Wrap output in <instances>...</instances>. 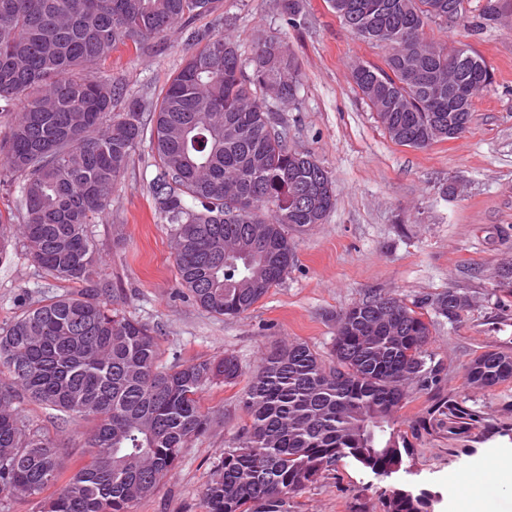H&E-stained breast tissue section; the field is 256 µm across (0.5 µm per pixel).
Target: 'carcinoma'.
<instances>
[{
  "mask_svg": "<svg viewBox=\"0 0 512 512\" xmlns=\"http://www.w3.org/2000/svg\"><path fill=\"white\" fill-rule=\"evenodd\" d=\"M346 28L384 43V65L351 70L390 139L425 149L448 140V94L474 99L493 82L491 69L466 66L426 41L425 26L448 14V0H329ZM216 0H0V110L24 109L0 137V182L18 188L21 219L0 211V259L16 239L52 275L85 284L43 300L0 330V499L38 498L41 512H130L155 492L182 449L205 433L199 404L206 389L242 375L235 356L162 367L154 330L101 301L90 224L103 213L136 148L150 133L157 174L155 207L173 225L180 285L210 314L236 317L279 285L295 265L289 234L319 224L336 203L329 172L308 152L288 148V125L270 102L293 105L298 65L282 42L268 67V39L246 73L233 40L193 24ZM288 24L299 0H281ZM180 28L203 43L162 97L112 106L120 88L94 69L118 45L142 49ZM153 114L146 129L144 114ZM255 243L248 267L241 247ZM456 322L470 296L450 289L428 303ZM432 321L393 296L375 295L336 314L329 356L307 344L280 345L260 358L241 403L247 422L229 438L206 485L207 512H288V498L318 482L342 459L378 479L410 473L413 452L397 429L416 388L437 382L428 354ZM469 388L512 382V354L494 350L465 366ZM24 398L61 420L89 417L87 459L65 468L53 440L15 407ZM441 407L476 417L464 402ZM70 475H65V472ZM67 479H62V476ZM382 512H432L431 491L393 484Z\"/></svg>",
  "mask_w": 512,
  "mask_h": 512,
  "instance_id": "cac0c4a2",
  "label": "carcinoma"
}]
</instances>
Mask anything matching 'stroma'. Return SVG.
<instances>
[{
    "label": "stroma",
    "instance_id": "1",
    "mask_svg": "<svg viewBox=\"0 0 512 512\" xmlns=\"http://www.w3.org/2000/svg\"><path fill=\"white\" fill-rule=\"evenodd\" d=\"M499 22L472 30L479 0H465L461 20L434 19L428 41L444 48L466 43L483 56L493 83L475 100L468 132L415 149L394 143L350 79L354 63L382 64L388 50L364 42L343 25L328 0H302L298 27L287 24L277 0H221L196 29L229 36L243 60L258 38L278 37L300 64L298 104L277 112L288 125V146L310 152L336 185V206L324 223L292 236L297 261L287 278L249 311L213 316L183 294L171 226L155 210L156 174L149 146L132 154L108 210L93 226L102 258L99 273L113 307L153 326L163 366L234 354L242 375L201 397L210 420L173 470L131 512H206L203 492L226 440L247 421L240 396L263 353L302 342L328 355L336 314L374 295L407 305L454 288L473 295L453 324L435 325L428 344L442 363L436 386L415 390L400 412L399 429L413 445L412 482L438 493L434 512H455L449 489L483 475L492 458L512 453V383L491 392L470 390L465 365L482 352L512 353V301L498 302L493 268L512 263V0ZM175 30L151 39L148 50L115 49L98 72L124 97L158 99L194 51ZM54 278L16 249L0 260V326L44 298L80 290ZM462 399L478 420L448 419L438 399ZM23 415L54 440L67 462L82 457L89 420L60 421L53 410L21 401ZM386 482L349 460L293 495L288 512H379Z\"/></svg>",
    "mask_w": 512,
    "mask_h": 512
}]
</instances>
